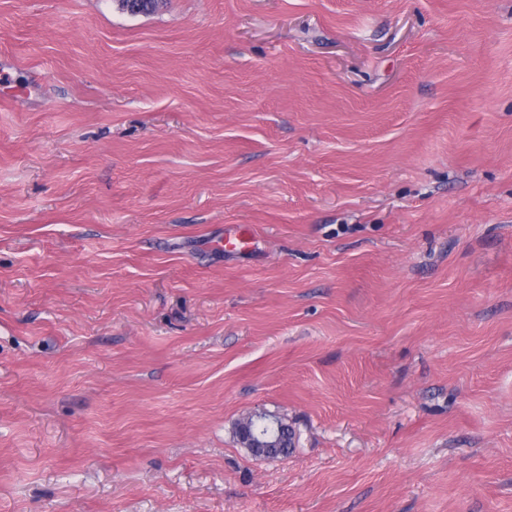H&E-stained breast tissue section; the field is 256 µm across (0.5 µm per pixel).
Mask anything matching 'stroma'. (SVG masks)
Wrapping results in <instances>:
<instances>
[{
    "label": "stroma",
    "instance_id": "35a3bbf8",
    "mask_svg": "<svg viewBox=\"0 0 512 512\" xmlns=\"http://www.w3.org/2000/svg\"><path fill=\"white\" fill-rule=\"evenodd\" d=\"M0 512H512V0H0ZM251 417L255 418V421L251 423L250 426H247L243 429L242 435L245 443L257 445L256 442L259 441L260 436L262 435H271L274 437L275 442L278 444L279 448H275L279 453L283 451V448L291 447V432L287 428L288 425H285L282 422L268 420L264 418L260 413L254 412L251 414ZM252 426L256 427L257 434H254L251 430ZM289 440V443L286 444Z\"/></svg>",
    "mask_w": 512,
    "mask_h": 512
}]
</instances>
